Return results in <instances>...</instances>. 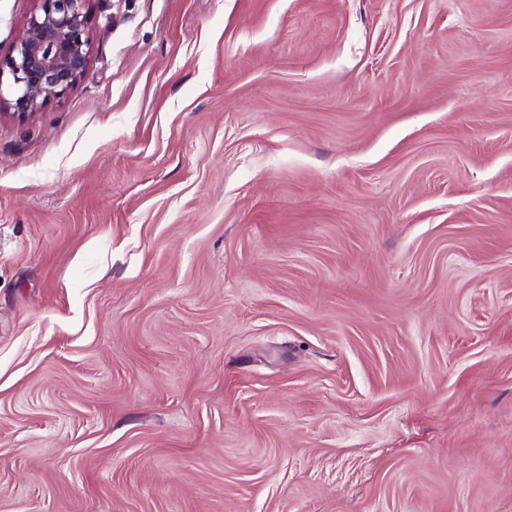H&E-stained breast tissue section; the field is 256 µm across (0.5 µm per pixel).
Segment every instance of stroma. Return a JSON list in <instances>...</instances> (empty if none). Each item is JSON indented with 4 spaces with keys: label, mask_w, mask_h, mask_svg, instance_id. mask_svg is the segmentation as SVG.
<instances>
[{
    "label": "stroma",
    "mask_w": 512,
    "mask_h": 512,
    "mask_svg": "<svg viewBox=\"0 0 512 512\" xmlns=\"http://www.w3.org/2000/svg\"><path fill=\"white\" fill-rule=\"evenodd\" d=\"M89 9L0 121V512H512V0Z\"/></svg>",
    "instance_id": "1"
}]
</instances>
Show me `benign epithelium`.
I'll use <instances>...</instances> for the list:
<instances>
[{"instance_id":"1","label":"benign epithelium","mask_w":512,"mask_h":512,"mask_svg":"<svg viewBox=\"0 0 512 512\" xmlns=\"http://www.w3.org/2000/svg\"><path fill=\"white\" fill-rule=\"evenodd\" d=\"M89 0H37L10 55L0 57L8 94L0 91V119L23 120L73 90L88 69L95 31Z\"/></svg>"}]
</instances>
